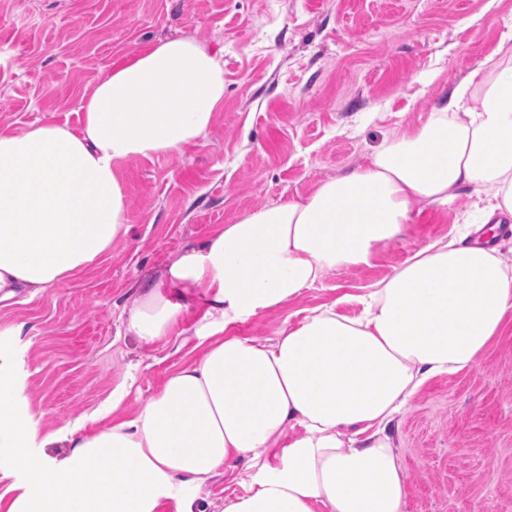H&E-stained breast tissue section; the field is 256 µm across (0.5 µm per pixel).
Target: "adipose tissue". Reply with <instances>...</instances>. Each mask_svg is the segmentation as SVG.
Returning a JSON list of instances; mask_svg holds the SVG:
<instances>
[{
    "label": "adipose tissue",
    "instance_id": "1",
    "mask_svg": "<svg viewBox=\"0 0 512 512\" xmlns=\"http://www.w3.org/2000/svg\"><path fill=\"white\" fill-rule=\"evenodd\" d=\"M224 64L195 37L152 45L103 77L82 126L0 132V304L72 278L129 233L124 164L204 144ZM470 189L475 228L416 250L364 293L321 305L275 337L236 324L299 297L341 264H370L414 214ZM512 33L366 166L303 201L217 228L140 288L126 330L151 344L190 310L203 356L133 415L42 433L27 404L0 419V454L24 444L25 479L0 512H195L194 489L244 463L221 512H404L390 425L432 378L470 369L512 324ZM357 303L358 317L340 313ZM66 443L63 457L47 450Z\"/></svg>",
    "mask_w": 512,
    "mask_h": 512
}]
</instances>
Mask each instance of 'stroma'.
Wrapping results in <instances>:
<instances>
[{"instance_id": "35a3bbf8", "label": "stroma", "mask_w": 512, "mask_h": 512, "mask_svg": "<svg viewBox=\"0 0 512 512\" xmlns=\"http://www.w3.org/2000/svg\"><path fill=\"white\" fill-rule=\"evenodd\" d=\"M512 30V0H0V131L79 129L84 98L113 65L192 36L224 61V107L205 146L124 166L126 238L96 265L0 307V348L51 431L123 392L140 409L204 348L182 335L126 334L143 281L224 224L362 166L393 130L426 120ZM462 193L424 210L370 264H342L297 299L238 324L270 338L285 323L392 274L470 213ZM19 324L23 332L8 335ZM405 512H512V335L469 370L430 380L396 419Z\"/></svg>"}]
</instances>
